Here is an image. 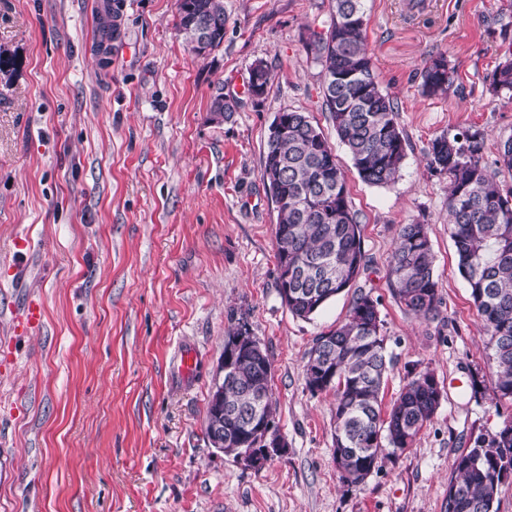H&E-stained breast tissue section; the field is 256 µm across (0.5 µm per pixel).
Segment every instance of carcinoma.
Returning <instances> with one entry per match:
<instances>
[{"instance_id":"obj_1","label":"carcinoma","mask_w":512,"mask_h":512,"mask_svg":"<svg viewBox=\"0 0 512 512\" xmlns=\"http://www.w3.org/2000/svg\"><path fill=\"white\" fill-rule=\"evenodd\" d=\"M179 32L193 45L200 25L208 28V46L224 41L222 0H178ZM102 41L118 35V11L111 0L100 4ZM305 48L321 64L323 102L336 134L367 184L388 186L400 174L406 140L396 121L393 100L385 94L366 48L363 0H334L326 34H312ZM273 75L263 62L251 67L249 88L262 96ZM453 83L445 58H430L422 71V89L444 94ZM491 87L512 99V59L491 76ZM238 100L218 96L211 112L224 120ZM284 131L269 139L262 180L277 211L275 241L277 288L288 294L289 311L302 319L355 285L369 266L343 172L322 132L298 111L278 113ZM484 136L479 131L443 134L429 144L428 169L448 179V217L458 270L466 280L484 325L493 399L512 402V190L504 192L497 171L482 162ZM434 256L427 225L401 226L391 254L387 279L393 296L409 313L430 321L440 315L442 299L434 277ZM252 331L244 318L229 315L224 345ZM388 361L378 300L353 292L346 319L313 340L305 372L317 368L319 384L305 380L310 392L334 391L333 459L342 481L357 486L375 470L385 454L411 447L430 422L443 396L433 388L429 370H412L410 378L383 411L380 392ZM268 353L240 350L232 362V378L224 381V435L246 436L259 448L263 434L249 427L250 412L274 418ZM512 458V420L494 431H481L470 448L454 459L446 512H497L494 465Z\"/></svg>"}]
</instances>
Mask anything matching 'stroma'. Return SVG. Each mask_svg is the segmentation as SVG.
I'll list each match as a JSON object with an SVG mask.
<instances>
[{"label": "stroma", "mask_w": 512, "mask_h": 512, "mask_svg": "<svg viewBox=\"0 0 512 512\" xmlns=\"http://www.w3.org/2000/svg\"><path fill=\"white\" fill-rule=\"evenodd\" d=\"M363 0L366 40L406 140L395 183H363L323 103L304 43L326 32L332 0H223L224 40L189 52L177 0H121L119 35L96 40L99 0H0V512H443L455 457L512 417L490 389L487 338L458 271L448 181L426 167L443 134L478 130L483 161L512 188L499 148L512 100L490 77L512 55V0ZM443 54L447 93L422 70ZM273 80L248 95L250 66ZM240 105L215 119L217 95ZM307 113L347 183L370 259L357 280L378 298L390 406L412 366L444 387L434 418L364 483L333 461L332 392L312 394L314 338L348 315L342 293L294 316L277 282V213L261 174L278 112ZM426 224L438 320L408 314L387 267L401 225ZM27 242L29 268L13 266ZM42 308L21 331L17 306ZM267 349L275 420L288 448L262 469L210 446L207 402L228 313ZM195 354L191 377L175 365ZM422 89L425 94L436 95L448 92L453 83L452 71L443 55L430 58L422 71Z\"/></svg>", "instance_id": "obj_1"}]
</instances>
